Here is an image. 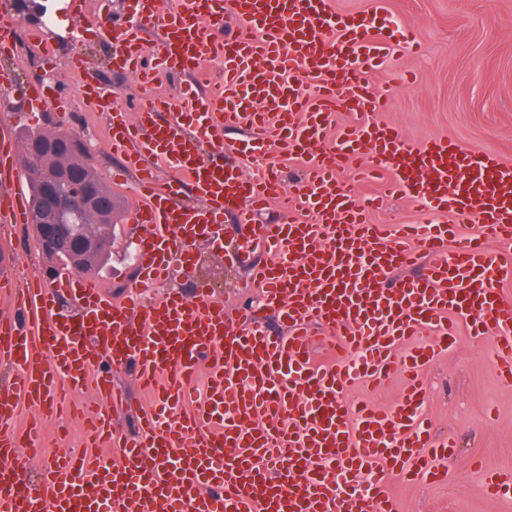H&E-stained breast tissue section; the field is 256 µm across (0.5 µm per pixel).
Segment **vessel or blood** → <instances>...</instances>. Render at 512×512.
Instances as JSON below:
<instances>
[{
	"instance_id": "obj_1",
	"label": "vessel or blood",
	"mask_w": 512,
	"mask_h": 512,
	"mask_svg": "<svg viewBox=\"0 0 512 512\" xmlns=\"http://www.w3.org/2000/svg\"><path fill=\"white\" fill-rule=\"evenodd\" d=\"M133 14L122 22L77 11L72 30L94 23L117 44L113 68L145 87L132 115L112 88L97 82L85 93L111 116L113 152L139 174L138 276L117 304L68 269L23 285L0 274L14 300L0 315V362L13 371L0 391V512H396L391 473L436 481L442 474L422 463L423 449L445 460L456 453L452 437L429 430L419 374L455 346L457 320L472 338L494 337L493 367L512 384V303L496 287L512 276V166L450 138L411 146L397 127L375 122L388 100L373 72L395 51L418 49L414 38L384 34L376 13L338 17L330 0H176L166 9L136 0ZM149 29L156 69L191 71L216 55L221 80L175 104L158 96L141 66ZM227 129L247 135L244 148L224 149ZM275 145L302 170L292 187L264 161ZM244 159L254 168L247 176ZM162 167L173 174L163 188ZM23 177L15 162H0V184L21 203L18 217L0 212L2 223L31 220L17 189ZM369 179L382 195L421 199L430 221L393 232L368 223L373 200L356 185ZM187 186L198 205L181 203ZM273 203L283 221L256 223ZM228 212L265 315L227 310L204 286L192 300L143 303L174 268L190 272L197 239L223 241ZM453 218L476 219L481 230L449 247ZM401 267L413 276L383 287ZM57 282L72 288L74 312L59 309ZM317 339L333 362L315 361ZM119 367L132 368L155 400L139 408L134 437L113 419L127 405L112 383ZM203 368L199 391L192 382ZM397 371L408 385L391 408L350 398L351 387ZM89 381L95 402L75 405L92 428L85 448L12 427L21 407L55 415L57 397ZM105 443L119 456L100 453ZM46 447L37 486H22L21 449Z\"/></svg>"
}]
</instances>
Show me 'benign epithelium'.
Masks as SVG:
<instances>
[{
	"label": "benign epithelium",
	"instance_id": "7a95c632",
	"mask_svg": "<svg viewBox=\"0 0 512 512\" xmlns=\"http://www.w3.org/2000/svg\"><path fill=\"white\" fill-rule=\"evenodd\" d=\"M35 147L24 148V164L42 185L47 211L41 216L44 250L56 259L78 260L102 251L97 228L103 222V203L93 183L73 179L69 158L55 153L51 171L33 169L29 157Z\"/></svg>",
	"mask_w": 512,
	"mask_h": 512
}]
</instances>
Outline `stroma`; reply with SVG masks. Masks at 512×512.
I'll use <instances>...</instances> for the list:
<instances>
[{"mask_svg": "<svg viewBox=\"0 0 512 512\" xmlns=\"http://www.w3.org/2000/svg\"><path fill=\"white\" fill-rule=\"evenodd\" d=\"M337 15L377 12L391 38L414 34L420 50L397 53L377 73V88L389 98L377 121L399 127L409 145L435 138H453L464 149L484 150L512 164V0H332ZM92 75L112 84L119 105L135 112L143 94L137 78L111 71L112 44L90 39L80 47ZM26 87L14 84L0 105L21 110L28 127L47 132L84 131L109 140L111 126L97 112L76 107L67 115L55 110L27 109ZM97 173L110 180L123 207L116 216V238L107 264L88 276L113 301L129 297L135 275L128 256L135 243L131 214L139 197L129 180H113L123 166L111 150L91 153ZM368 219L374 224H419L425 219L421 202L390 198ZM234 214L224 218V247L207 240L194 244L195 265L178 276L174 289L195 298L199 284H207L225 306L250 305L257 297L243 276L236 256ZM18 257L21 268L53 278L56 265L42 255L32 224H14L0 238V253ZM459 345L424 371L429 391L427 416L435 435L453 436L457 454L448 462V478L424 482L394 478L389 492L398 512H512V501H501L484 488L486 472H512V385L503 383L488 362V344L459 331Z\"/></svg>", "mask_w": 512, "mask_h": 512, "instance_id": "35a3bbf8", "label": "stroma"}]
</instances>
